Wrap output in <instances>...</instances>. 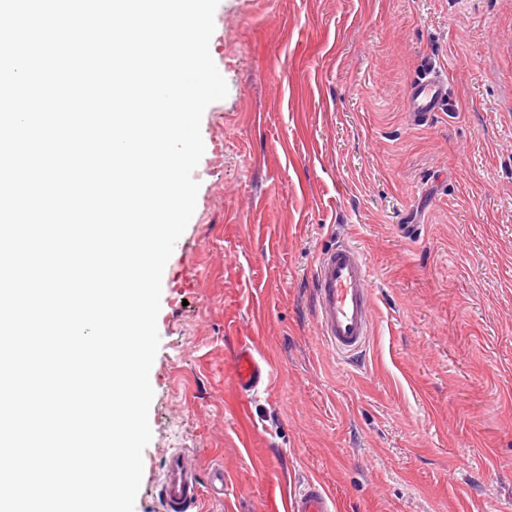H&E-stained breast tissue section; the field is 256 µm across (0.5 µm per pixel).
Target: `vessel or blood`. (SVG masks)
<instances>
[{"mask_svg": "<svg viewBox=\"0 0 512 512\" xmlns=\"http://www.w3.org/2000/svg\"><path fill=\"white\" fill-rule=\"evenodd\" d=\"M445 74L427 73L407 91V109L420 123H427L448 106ZM372 272L363 255L343 243L321 253L312 276L317 327L326 344L341 356L360 352L374 327ZM239 324L226 326V335L235 337L232 382L235 390L248 396L264 385L273 373L271 364L255 345L240 335ZM224 491V469L209 471L208 482H201L183 451L169 453L161 469L159 498L162 512H193L204 488ZM280 512H339L332 493L316 479L298 490L284 492Z\"/></svg>", "mask_w": 512, "mask_h": 512, "instance_id": "vessel-or-blood-1", "label": "vessel or blood"}]
</instances>
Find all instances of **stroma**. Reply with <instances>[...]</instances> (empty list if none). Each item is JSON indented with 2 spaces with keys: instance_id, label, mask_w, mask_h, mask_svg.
<instances>
[{
  "instance_id": "stroma-1",
  "label": "stroma",
  "mask_w": 512,
  "mask_h": 512,
  "mask_svg": "<svg viewBox=\"0 0 512 512\" xmlns=\"http://www.w3.org/2000/svg\"><path fill=\"white\" fill-rule=\"evenodd\" d=\"M214 25L228 95L162 276L134 512H161L176 449L224 469L203 512H271L311 477L341 512H512V0H220ZM434 69L449 106L420 125L406 93ZM345 239L376 301L351 366L311 284ZM230 316L274 366L248 425Z\"/></svg>"
}]
</instances>
